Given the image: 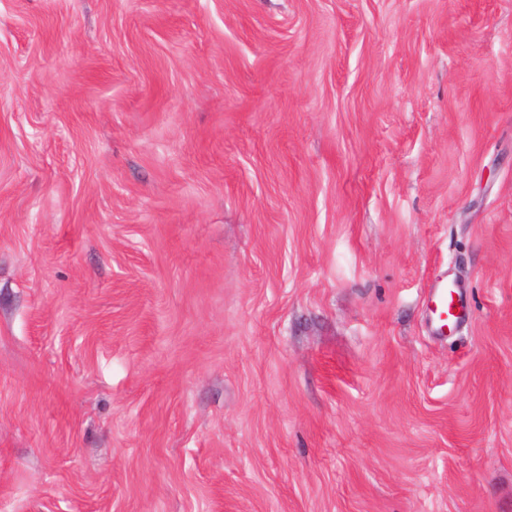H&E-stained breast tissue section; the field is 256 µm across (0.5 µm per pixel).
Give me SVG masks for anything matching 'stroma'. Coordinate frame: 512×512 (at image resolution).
<instances>
[{
    "mask_svg": "<svg viewBox=\"0 0 512 512\" xmlns=\"http://www.w3.org/2000/svg\"><path fill=\"white\" fill-rule=\"evenodd\" d=\"M0 512H512V0H0ZM428 323L433 336H447L465 314L458 288L448 278L439 277L432 283L427 299Z\"/></svg>",
    "mask_w": 512,
    "mask_h": 512,
    "instance_id": "35a3bbf8",
    "label": "stroma"
}]
</instances>
